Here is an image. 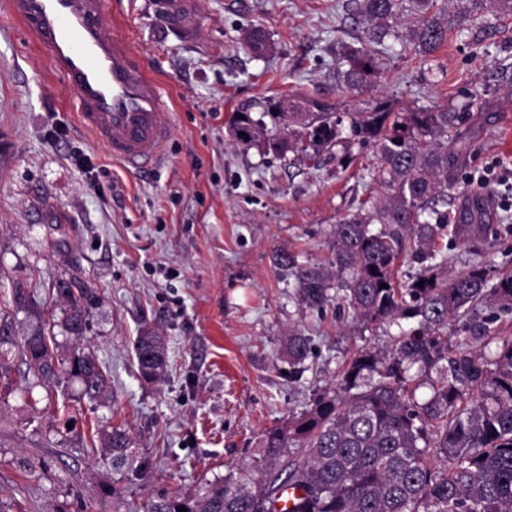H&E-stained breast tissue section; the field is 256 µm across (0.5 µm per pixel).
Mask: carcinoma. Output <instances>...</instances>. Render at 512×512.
<instances>
[{
	"mask_svg": "<svg viewBox=\"0 0 512 512\" xmlns=\"http://www.w3.org/2000/svg\"><path fill=\"white\" fill-rule=\"evenodd\" d=\"M352 2L367 27L361 46L337 52V78L350 90L378 87L380 47L404 16H410L406 34L414 51L431 56L448 41L451 25L427 15L434 0ZM241 115L232 135L246 151L317 155L340 147L348 157L353 139L380 142V167L371 178L393 194L336 225L329 261L336 280L318 267L301 268L296 288L311 307L336 300L362 322L413 326L401 330L385 354L354 355L333 390L267 429L261 447L268 471L230 473L193 495L152 498L143 512H512V340L498 343L494 331L498 319L512 313V275L493 282L478 265L451 273L436 249L448 227V212L438 207L448 203L465 159L460 137L450 135L460 113L446 106L398 110L381 97L343 114L331 104L289 96L257 119ZM455 235L476 245L496 239L498 229L457 224ZM405 259L419 268L400 285L394 272ZM56 292L60 320L27 336H15L12 320L0 314V379L5 355L15 350L32 386L49 391L77 381L82 396L100 401L109 395L107 372L81 348L62 357L54 333L60 325L73 341L84 338L89 293L74 292L66 280L56 283ZM453 320L466 333L455 344L448 340ZM309 352L310 338L291 331L285 355L297 379ZM134 354L141 380L163 376L167 348L156 332L141 330ZM101 439L115 467L133 458L129 428L104 430Z\"/></svg>",
	"mask_w": 512,
	"mask_h": 512,
	"instance_id": "1",
	"label": "carcinoma"
}]
</instances>
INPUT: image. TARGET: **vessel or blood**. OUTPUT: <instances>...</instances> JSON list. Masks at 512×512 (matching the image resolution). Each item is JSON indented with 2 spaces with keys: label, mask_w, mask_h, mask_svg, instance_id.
Masks as SVG:
<instances>
[{
  "label": "vessel or blood",
  "mask_w": 512,
  "mask_h": 512,
  "mask_svg": "<svg viewBox=\"0 0 512 512\" xmlns=\"http://www.w3.org/2000/svg\"><path fill=\"white\" fill-rule=\"evenodd\" d=\"M111 8V0H0V11L73 90L77 120L92 140L139 169L162 157L171 136L168 104L132 43L106 34Z\"/></svg>",
  "instance_id": "obj_1"
}]
</instances>
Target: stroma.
<instances>
[{"mask_svg":"<svg viewBox=\"0 0 512 512\" xmlns=\"http://www.w3.org/2000/svg\"><path fill=\"white\" fill-rule=\"evenodd\" d=\"M108 35L129 39L169 100L172 135L146 171L113 161L77 123L74 94L45 53L0 14V301L14 283L32 309H11L25 336L58 310L55 284L96 294L84 344L106 368L112 399L92 403L80 385L55 388L72 424L44 411L45 389L25 393L11 354L10 395L0 398V512H138L148 498L191 494L260 465L264 432L309 408L336 384L345 361L389 350L398 327L364 326L347 308L306 306L281 249L305 267L327 264L340 220L379 201L376 143L354 142L349 165L242 150L235 112L298 95L353 112L382 95L401 107H459L468 155L448 193L451 223L482 200L492 246L450 251L453 269L512 274V12L459 20L434 57L389 42L378 90L343 89L336 52L361 31L349 0H112ZM262 29L264 52L244 45ZM163 336L169 369L141 382L134 339ZM311 339L301 378L283 359L289 330ZM123 424L149 477L117 470L92 429Z\"/></svg>","mask_w":512,"mask_h":512,"instance_id":"obj_1","label":"stroma"}]
</instances>
